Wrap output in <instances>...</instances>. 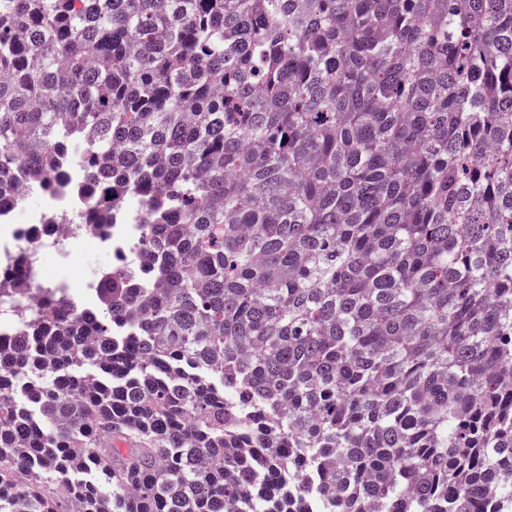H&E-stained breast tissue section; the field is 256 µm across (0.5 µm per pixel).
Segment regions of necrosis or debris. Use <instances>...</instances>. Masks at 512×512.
<instances>
[{"label": "necrosis or debris", "instance_id": "obj_1", "mask_svg": "<svg viewBox=\"0 0 512 512\" xmlns=\"http://www.w3.org/2000/svg\"><path fill=\"white\" fill-rule=\"evenodd\" d=\"M9 203L0 205V275L19 277L23 288L36 290L46 284L72 288L81 282L83 288L95 287V278L83 275V260L77 247L84 241H93L95 247L110 261L127 257L136 227L130 222L109 215L107 234H100L91 224H55L51 218L57 212L81 213V206L67 191L53 195L34 191L30 184L14 175L10 185ZM55 254L60 269L54 277H47L43 258Z\"/></svg>", "mask_w": 512, "mask_h": 512}]
</instances>
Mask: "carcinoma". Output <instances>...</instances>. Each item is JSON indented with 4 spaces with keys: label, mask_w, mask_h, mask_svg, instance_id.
Returning <instances> with one entry per match:
<instances>
[{
    "label": "carcinoma",
    "mask_w": 512,
    "mask_h": 512,
    "mask_svg": "<svg viewBox=\"0 0 512 512\" xmlns=\"http://www.w3.org/2000/svg\"><path fill=\"white\" fill-rule=\"evenodd\" d=\"M19 163L139 227L0 279V512H512V0H0Z\"/></svg>",
    "instance_id": "obj_1"
}]
</instances>
